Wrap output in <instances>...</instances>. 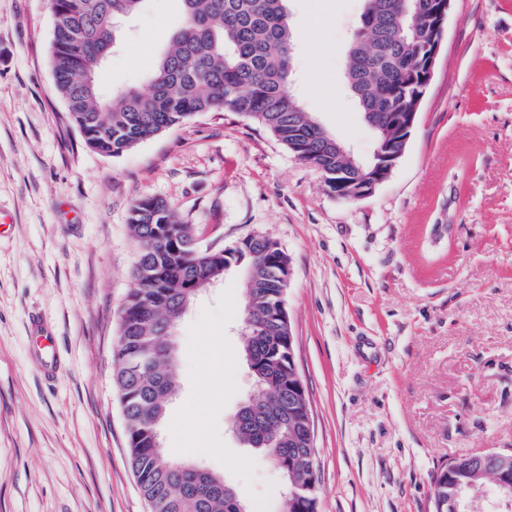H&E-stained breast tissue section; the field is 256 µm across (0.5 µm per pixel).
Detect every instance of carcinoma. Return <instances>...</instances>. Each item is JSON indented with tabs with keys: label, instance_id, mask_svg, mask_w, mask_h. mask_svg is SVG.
<instances>
[{
	"label": "carcinoma",
	"instance_id": "carcinoma-1",
	"mask_svg": "<svg viewBox=\"0 0 512 512\" xmlns=\"http://www.w3.org/2000/svg\"><path fill=\"white\" fill-rule=\"evenodd\" d=\"M146 0H51L55 89L69 119L94 151L120 156L143 141L204 112H235L268 130L299 158L315 164L324 187L336 189V155L292 94L294 32L287 0H181L184 24L154 63L147 89L101 93L96 75L116 41L115 23L140 12ZM374 22L368 39H354L346 61L352 97L362 93L365 111L383 122L387 112L416 111V88L425 73L423 47L432 38L425 21L403 16L410 3L368 0ZM135 244L131 287L120 312L113 382L127 424L128 455L143 496L154 512H250L221 476L192 471V464L152 447L150 422L166 415L177 392L171 334L173 298L190 304L199 291L231 269L243 272L242 354L251 369L252 392L235 436L283 475L288 496L282 512H310L304 488L318 482L309 458L306 391H297L290 362L289 319L279 308L277 270L289 265L281 249L249 236L233 250L202 248L192 227L164 200L146 197L129 215ZM475 487L494 496L492 476L448 464L431 475V512H448V495Z\"/></svg>",
	"mask_w": 512,
	"mask_h": 512
}]
</instances>
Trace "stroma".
Wrapping results in <instances>:
<instances>
[{
	"mask_svg": "<svg viewBox=\"0 0 512 512\" xmlns=\"http://www.w3.org/2000/svg\"><path fill=\"white\" fill-rule=\"evenodd\" d=\"M363 7L287 0L293 92L366 157L374 134L344 84ZM181 21L180 0H149L120 22L101 88L143 86ZM52 31L50 0H0V512H149L112 365L128 216L150 196L201 245L262 234L289 256L318 512H430L437 465L512 448V0H455L407 150L358 202L233 112L93 151L55 91ZM242 311L230 273L179 323L162 443L257 512H281L280 472L230 431L251 385ZM33 316L56 338L49 375Z\"/></svg>",
	"mask_w": 512,
	"mask_h": 512,
	"instance_id": "obj_1",
	"label": "stroma"
}]
</instances>
